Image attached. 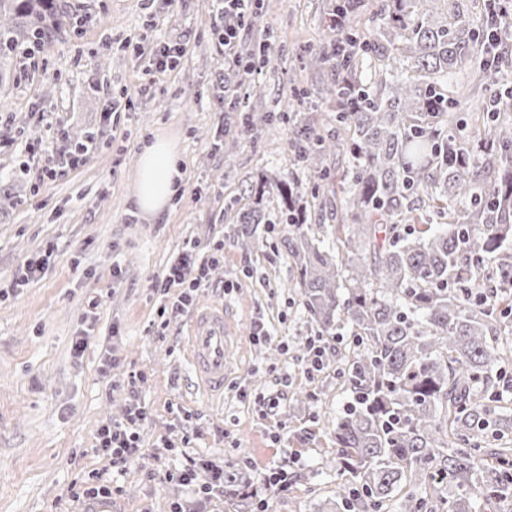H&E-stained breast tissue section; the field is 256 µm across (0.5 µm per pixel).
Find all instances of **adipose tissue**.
Listing matches in <instances>:
<instances>
[{
    "instance_id": "ef3b65f1",
    "label": "adipose tissue",
    "mask_w": 512,
    "mask_h": 512,
    "mask_svg": "<svg viewBox=\"0 0 512 512\" xmlns=\"http://www.w3.org/2000/svg\"><path fill=\"white\" fill-rule=\"evenodd\" d=\"M177 161L175 147L169 140L158 138L143 147L134 189L135 203L142 215L162 212L177 194Z\"/></svg>"
}]
</instances>
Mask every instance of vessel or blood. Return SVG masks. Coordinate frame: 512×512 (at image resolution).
Masks as SVG:
<instances>
[{
    "instance_id": "obj_1",
    "label": "vessel or blood",
    "mask_w": 512,
    "mask_h": 512,
    "mask_svg": "<svg viewBox=\"0 0 512 512\" xmlns=\"http://www.w3.org/2000/svg\"><path fill=\"white\" fill-rule=\"evenodd\" d=\"M232 343V324L220 305L196 309L189 321L185 347L189 365L208 392L224 388Z\"/></svg>"
}]
</instances>
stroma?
<instances>
[{
  "label": "stroma",
  "instance_id": "stroma-1",
  "mask_svg": "<svg viewBox=\"0 0 512 512\" xmlns=\"http://www.w3.org/2000/svg\"><path fill=\"white\" fill-rule=\"evenodd\" d=\"M85 27L25 60L0 107V289L10 287L22 259L51 253L48 274L0 298V512H67V489L85 471L105 468L94 436L127 410L131 372L144 371L151 418L142 434L141 467L118 475L116 512H169L183 488L148 479L164 471L156 446L172 442L208 464L243 468L249 496H225L221 512H317L336 492L338 471L329 432L351 399L341 376L348 331L323 336L298 302L297 269L284 251V224H258L244 240L240 213L276 216V191L258 183L297 174L322 207H309L311 236L335 244L350 218L340 186L315 187L296 171L290 140L304 123L332 133L323 88L330 71L313 61L333 39L325 20L333 0H260L258 19L243 18L240 44L268 38L272 50L249 76L241 109L235 64L225 60L215 30L214 0H73ZM184 53L155 70L165 44ZM178 150L181 194L160 214L142 216L133 196L140 150L155 135ZM92 138L83 163L55 180L18 171L20 162L75 151ZM202 254L223 244L195 306L228 308L239 336L224 392L198 389L187 363L188 315L161 326L152 291L187 241ZM120 266L122 283L112 284ZM100 305L82 359L71 353L90 299ZM269 334L251 336L257 322ZM321 338V371L307 374L304 345ZM111 357L102 369L103 357ZM277 393V416L263 398ZM278 466L293 482L267 481Z\"/></svg>",
  "mask_w": 512,
  "mask_h": 512
}]
</instances>
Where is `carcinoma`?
<instances>
[{"label": "carcinoma", "instance_id": "carcinoma-1", "mask_svg": "<svg viewBox=\"0 0 512 512\" xmlns=\"http://www.w3.org/2000/svg\"><path fill=\"white\" fill-rule=\"evenodd\" d=\"M433 2L376 0L369 31L354 24L363 0L331 7L329 23L347 18L336 48L322 49L338 76L327 89L337 136L299 125L292 147L319 184L334 179L323 156L352 157L348 262L314 242L296 177L276 185L300 304L321 329L345 325L352 336V401L331 432L342 482L318 512H385L406 482L424 494L408 492L393 512H472L476 489L501 512L512 496V448L499 443L512 417L498 406L512 359L490 342L512 337V81L488 68L489 27L464 0H443L440 12ZM489 7L490 27L508 38L507 5ZM80 23L65 0H0V89L23 52ZM270 51L265 38L244 56L260 64ZM365 57L404 65L363 77ZM463 73L494 90L478 101L484 143L474 154L456 108ZM456 154L464 161L448 160ZM423 196L428 208L415 216Z\"/></svg>", "mask_w": 512, "mask_h": 512}]
</instances>
